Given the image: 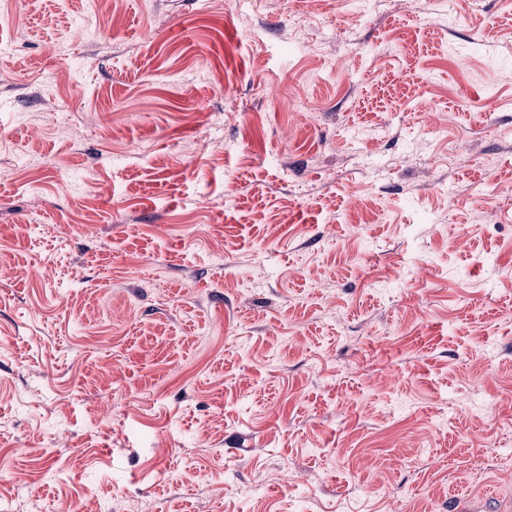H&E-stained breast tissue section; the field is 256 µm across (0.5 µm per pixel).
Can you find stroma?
<instances>
[{"instance_id": "stroma-1", "label": "stroma", "mask_w": 512, "mask_h": 512, "mask_svg": "<svg viewBox=\"0 0 512 512\" xmlns=\"http://www.w3.org/2000/svg\"><path fill=\"white\" fill-rule=\"evenodd\" d=\"M362 12L0 0V499L512 512V0Z\"/></svg>"}]
</instances>
